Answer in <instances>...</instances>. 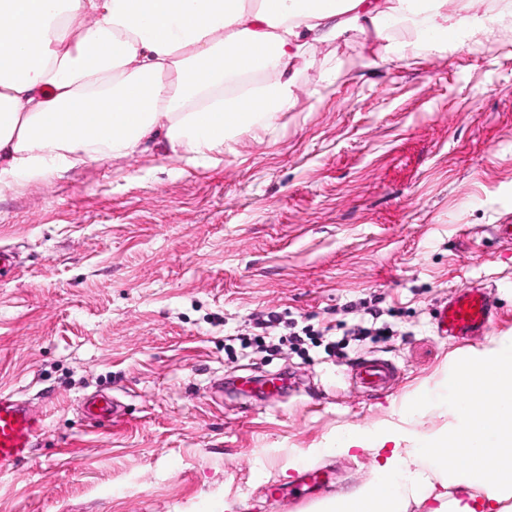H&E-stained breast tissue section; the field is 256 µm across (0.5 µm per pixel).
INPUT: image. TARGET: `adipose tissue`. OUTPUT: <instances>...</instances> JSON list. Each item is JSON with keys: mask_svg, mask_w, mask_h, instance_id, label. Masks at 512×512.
Listing matches in <instances>:
<instances>
[{"mask_svg": "<svg viewBox=\"0 0 512 512\" xmlns=\"http://www.w3.org/2000/svg\"><path fill=\"white\" fill-rule=\"evenodd\" d=\"M0 178H44L161 143L204 166L231 132L266 130L294 104L309 51L343 28L412 23L424 43L471 30L448 0H0ZM447 432L393 446L355 429L369 482L321 512H512V336L454 366ZM463 462L448 469L449 452ZM496 478H489V469Z\"/></svg>", "mask_w": 512, "mask_h": 512, "instance_id": "ef3b65f1", "label": "adipose tissue"}]
</instances>
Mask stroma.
<instances>
[{
  "label": "stroma",
  "mask_w": 512,
  "mask_h": 512,
  "mask_svg": "<svg viewBox=\"0 0 512 512\" xmlns=\"http://www.w3.org/2000/svg\"><path fill=\"white\" fill-rule=\"evenodd\" d=\"M465 43L399 32L338 33L295 74V105L261 135L229 138L193 167L160 146L43 181L0 182V390L44 432L0 473V512H298L268 486L327 467L335 493L366 483L371 452L335 453L355 428L433 434L451 368L512 336V10L476 13ZM489 286L490 335L460 342L435 318L450 291ZM384 297L387 341L345 357L288 346L262 357L226 344L259 311L339 324ZM391 362L397 381L360 393L350 370ZM290 373L281 401L218 381ZM117 398L123 420L92 427L82 401Z\"/></svg>",
  "instance_id": "obj_1"
}]
</instances>
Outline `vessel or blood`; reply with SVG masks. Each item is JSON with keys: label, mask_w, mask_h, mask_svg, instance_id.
Here are the masks:
<instances>
[{"label": "vessel or blood", "mask_w": 512, "mask_h": 512, "mask_svg": "<svg viewBox=\"0 0 512 512\" xmlns=\"http://www.w3.org/2000/svg\"><path fill=\"white\" fill-rule=\"evenodd\" d=\"M497 321V308L486 286L469 284L451 291L438 307L437 330L456 339L487 335ZM395 366L383 359L361 362L355 381L366 394H373L393 384ZM83 411L93 420H117L120 404L107 396L87 399ZM42 431L40 418L28 403L13 394L0 393V473L16 470L29 459ZM329 480L323 468L302 471L297 485L296 503L308 505L314 498L313 487L326 486Z\"/></svg>", "instance_id": "b4317fda"}]
</instances>
